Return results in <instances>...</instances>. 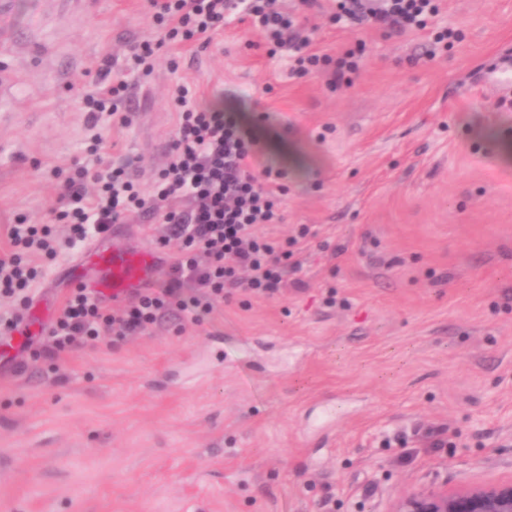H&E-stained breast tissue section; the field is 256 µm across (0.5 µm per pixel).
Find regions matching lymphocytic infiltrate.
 Here are the masks:
<instances>
[{"instance_id": "1", "label": "lymphocytic infiltrate", "mask_w": 512, "mask_h": 512, "mask_svg": "<svg viewBox=\"0 0 512 512\" xmlns=\"http://www.w3.org/2000/svg\"><path fill=\"white\" fill-rule=\"evenodd\" d=\"M229 0H149L158 26L157 37L134 46L132 60L143 74H151L156 49L166 45L208 44L224 23ZM253 27L273 50L294 51L292 71L329 74L331 84L359 69L355 50L338 56L309 48L294 32V18L279 0H245ZM340 13L357 23L393 21L400 29H426L439 12L437 0H351ZM129 84L118 78L98 84L84 97L86 127L92 130L90 155H98L105 139L97 127L102 113L123 112ZM176 116L167 161L150 192H143L128 166L78 167L59 196L57 221L71 233L59 239L48 224H14L8 231L11 248L0 255V296L29 300L41 276L39 256L54 258L87 241L89 233L104 234L145 205L158 210L166 226L161 245L170 252L160 287L139 290L117 307L84 288L70 289L49 325L48 347L63 352L75 344L97 345L122 339L156 326L167 312L199 318L212 313L229 289L272 296L279 292L288 271L291 249L309 234L275 241L260 234L265 224L283 221V169L264 161L251 125L236 113L205 108L189 85L177 86L172 96Z\"/></svg>"}]
</instances>
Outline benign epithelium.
Returning <instances> with one entry per match:
<instances>
[{"mask_svg":"<svg viewBox=\"0 0 512 512\" xmlns=\"http://www.w3.org/2000/svg\"><path fill=\"white\" fill-rule=\"evenodd\" d=\"M388 512H512V478L406 488Z\"/></svg>","mask_w":512,"mask_h":512,"instance_id":"obj_1","label":"benign epithelium"}]
</instances>
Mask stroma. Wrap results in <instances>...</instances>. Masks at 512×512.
Returning <instances> with one entry per match:
<instances>
[{
  "mask_svg": "<svg viewBox=\"0 0 512 512\" xmlns=\"http://www.w3.org/2000/svg\"><path fill=\"white\" fill-rule=\"evenodd\" d=\"M335 8L317 0L300 24L313 49L359 54L332 90L294 76L237 11L145 76L129 50L157 34L147 0H14L1 249L89 162L82 97L108 70L131 85V122L102 116L104 163L133 161L149 185L169 98L194 86L288 168L284 220L264 234L313 238L270 298L235 290L200 320L56 357L35 329L0 370V512H387L406 486L512 477V89L493 79L512 68V0H441L436 25L462 38L432 59L425 33L332 23ZM163 231L147 211L100 241L156 249ZM82 252L43 261L45 319Z\"/></svg>",
  "mask_w": 512,
  "mask_h": 512,
  "instance_id": "stroma-1",
  "label": "stroma"
}]
</instances>
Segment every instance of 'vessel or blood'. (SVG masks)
Returning a JSON list of instances; mask_svg holds the SVG:
<instances>
[{"mask_svg": "<svg viewBox=\"0 0 512 512\" xmlns=\"http://www.w3.org/2000/svg\"><path fill=\"white\" fill-rule=\"evenodd\" d=\"M82 258L97 270L90 290L97 296L119 300L136 293L153 282L159 261L151 250H130L120 246L106 249L91 244Z\"/></svg>", "mask_w": 512, "mask_h": 512, "instance_id": "obj_1", "label": "vessel or blood"}]
</instances>
